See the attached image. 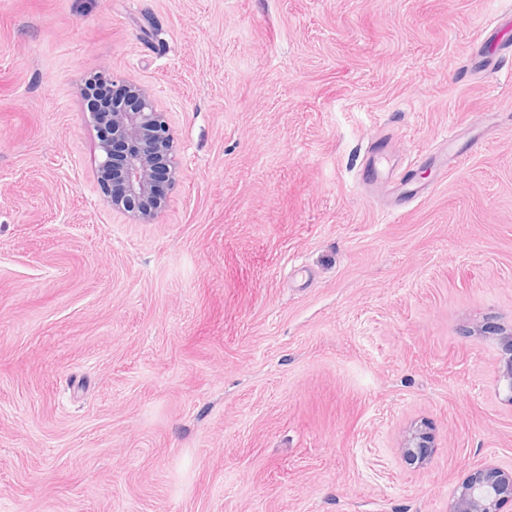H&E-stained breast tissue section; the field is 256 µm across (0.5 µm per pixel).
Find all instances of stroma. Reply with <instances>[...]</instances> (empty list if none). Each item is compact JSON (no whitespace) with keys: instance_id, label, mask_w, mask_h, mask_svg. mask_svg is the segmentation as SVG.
I'll return each instance as SVG.
<instances>
[{"instance_id":"1","label":"stroma","mask_w":512,"mask_h":512,"mask_svg":"<svg viewBox=\"0 0 512 512\" xmlns=\"http://www.w3.org/2000/svg\"><path fill=\"white\" fill-rule=\"evenodd\" d=\"M511 2L0 0V512H448L511 469ZM102 71L167 115L155 223L100 189ZM499 335L498 340L505 356L498 366L497 387L505 401L512 405V329H505ZM431 437L421 426H413L405 431L400 446L404 456L415 459L416 461H425L432 453Z\"/></svg>"}]
</instances>
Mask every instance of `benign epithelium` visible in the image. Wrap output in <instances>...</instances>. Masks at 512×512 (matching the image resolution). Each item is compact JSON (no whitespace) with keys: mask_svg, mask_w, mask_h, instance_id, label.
<instances>
[{"mask_svg":"<svg viewBox=\"0 0 512 512\" xmlns=\"http://www.w3.org/2000/svg\"><path fill=\"white\" fill-rule=\"evenodd\" d=\"M112 103L104 107L87 85L83 99L99 133V182L112 207L130 213L141 223L155 221L166 206V190L175 180L179 162L165 113L149 92L136 83L112 81ZM504 351L497 370L498 391L512 404V329L498 337ZM432 441L420 426L405 431L404 456L425 461ZM512 501V470L486 464L460 486L448 512H502Z\"/></svg>","mask_w":512,"mask_h":512,"instance_id":"obj_1","label":"benign epithelium"}]
</instances>
